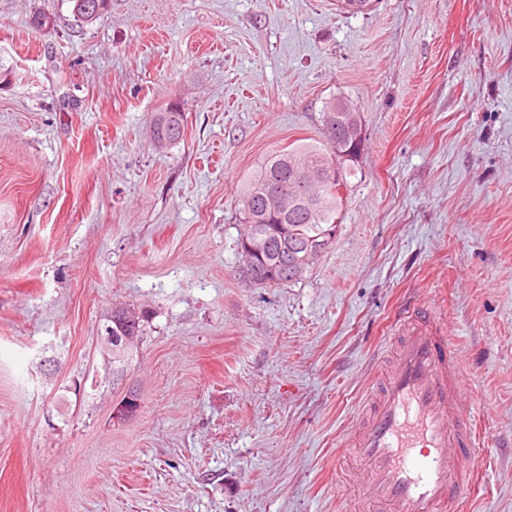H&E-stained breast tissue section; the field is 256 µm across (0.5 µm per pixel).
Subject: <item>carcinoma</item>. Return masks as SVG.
<instances>
[{
    "label": "carcinoma",
    "mask_w": 512,
    "mask_h": 512,
    "mask_svg": "<svg viewBox=\"0 0 512 512\" xmlns=\"http://www.w3.org/2000/svg\"><path fill=\"white\" fill-rule=\"evenodd\" d=\"M75 21L83 26L94 23L98 16L85 9L87 0H73ZM350 107L343 101H332L324 108L322 145L301 144L272 156L261 170L249 179L241 196V223L267 236L269 246L249 279L260 286L279 285L298 280L292 271L291 253L318 245L326 251L336 233L342 206L339 194L344 183L343 170L335 176L313 183L302 175L316 174L336 162V154L358 155L363 140L353 136L343 125ZM183 115L179 107L169 106L157 113L151 138L159 147L177 143L182 133ZM142 316L135 310L116 306L112 309V335L129 329L141 335Z\"/></svg>",
    "instance_id": "carcinoma-1"
}]
</instances>
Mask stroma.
Returning a JSON list of instances; mask_svg holds the SVG:
<instances>
[{
	"label": "stroma",
	"mask_w": 512,
	"mask_h": 512,
	"mask_svg": "<svg viewBox=\"0 0 512 512\" xmlns=\"http://www.w3.org/2000/svg\"><path fill=\"white\" fill-rule=\"evenodd\" d=\"M334 98L364 149L333 244L255 285L241 189ZM421 301L477 435L465 512H512V0H0V512H350L337 450ZM183 115L178 106H169L157 113L151 128V138L158 147L176 144L182 133ZM127 315H131L133 317V322L131 325H126L122 322L123 317H126ZM108 321L110 324L106 325L104 328L105 336H102L103 342L105 346L108 348H112V363L114 362H124V356L128 352V350L131 348L129 345L127 347L123 346H117L112 341L116 342L117 344L123 343V345H128L132 343L136 336H141V322H142V316L137 313L134 309L116 306L112 309V315L108 318ZM119 325V327H118ZM126 329H130L134 333H136V336L129 335V336H118L116 339L112 336H117L122 334V331H125Z\"/></svg>",
	"instance_id": "stroma-1"
}]
</instances>
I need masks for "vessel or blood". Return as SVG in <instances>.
<instances>
[{"label":"vessel or blood","mask_w":512,"mask_h":512,"mask_svg":"<svg viewBox=\"0 0 512 512\" xmlns=\"http://www.w3.org/2000/svg\"><path fill=\"white\" fill-rule=\"evenodd\" d=\"M396 336L384 377L343 442L356 464L339 483L359 512H446L477 470L461 365L435 308L407 315Z\"/></svg>","instance_id":"b4317fda"}]
</instances>
